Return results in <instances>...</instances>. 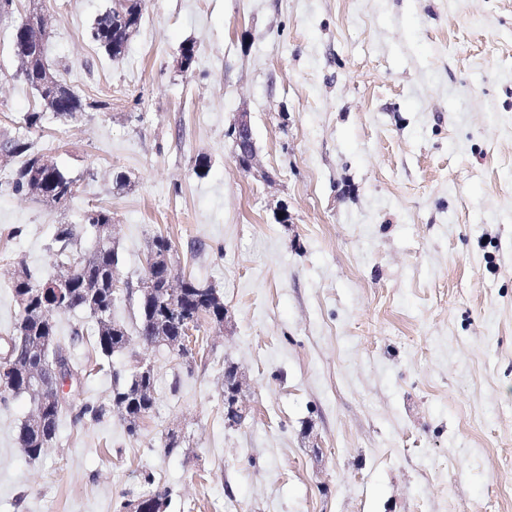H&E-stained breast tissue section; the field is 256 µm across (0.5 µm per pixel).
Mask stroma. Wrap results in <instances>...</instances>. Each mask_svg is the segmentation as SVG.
<instances>
[{"mask_svg":"<svg viewBox=\"0 0 512 512\" xmlns=\"http://www.w3.org/2000/svg\"><path fill=\"white\" fill-rule=\"evenodd\" d=\"M110 3L45 0L49 67L94 104L72 121L16 77L25 0L0 18V138L42 113L30 137L75 182L52 206L13 193L18 162L0 157V338L14 271L58 275L59 224L96 249L95 206L123 279L164 234L231 318L203 324L189 363L135 337L112 356L155 369L137 436L66 410L31 459L32 400L0 405V512H116L148 475L167 512H512V0H143L116 59L88 37ZM242 112L250 170L227 136ZM55 321L83 328L73 358L94 366L91 318ZM230 363L247 377L238 428ZM243 385V374L240 369L233 377L224 373V421L230 428L239 426L246 418L242 405Z\"/></svg>","mask_w":512,"mask_h":512,"instance_id":"1","label":"stroma"}]
</instances>
